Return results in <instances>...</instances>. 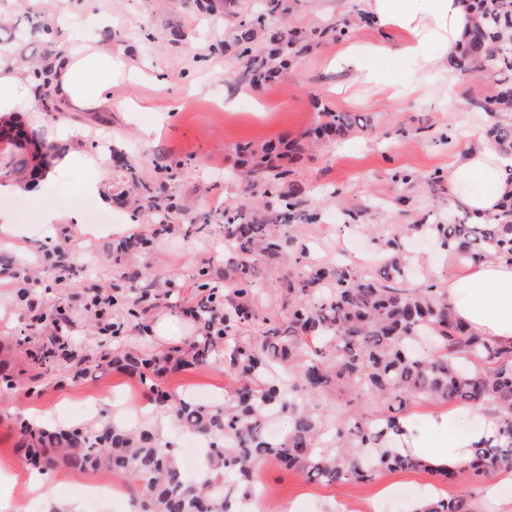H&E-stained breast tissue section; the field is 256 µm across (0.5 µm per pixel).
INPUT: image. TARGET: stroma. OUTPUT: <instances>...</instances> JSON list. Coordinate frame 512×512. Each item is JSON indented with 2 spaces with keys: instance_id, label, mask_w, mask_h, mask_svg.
Instances as JSON below:
<instances>
[{
  "instance_id": "stroma-1",
  "label": "stroma",
  "mask_w": 512,
  "mask_h": 512,
  "mask_svg": "<svg viewBox=\"0 0 512 512\" xmlns=\"http://www.w3.org/2000/svg\"><path fill=\"white\" fill-rule=\"evenodd\" d=\"M366 9L365 0H302L295 16L317 25L352 18ZM0 16L7 20L0 28V44L8 41L11 27L30 30L58 22L62 36L57 49L105 45L122 65L110 95L95 110L73 107L53 112L39 126L44 141L58 152L50 199L60 209H74L75 219L33 233L38 220L28 200L0 190V223L13 225L12 233H0V252L30 271L42 264L46 253L59 250L69 266L61 284L32 289L26 303L17 297L19 281H0V360L22 375L17 384L0 383V471L14 477L10 486L0 487V512H49L53 506L84 501L87 486L103 481L124 490L113 497L109 512H137L134 483L102 469L49 470L40 490L31 491L25 481L28 462L15 450V424L31 414L46 410L58 426H90L122 406L147 402L138 378L116 371L75 378L59 367L37 376L30 367L27 354L43 341L33 314L57 305L69 313L72 347L84 353L97 349L102 337L89 308L93 287L104 285L120 298L112 317L123 318V304L133 301L136 292L114 263L112 249L121 239L151 229L150 224L133 222L129 211L83 193L87 174L69 163L75 146L55 135L54 124L81 125L87 133L83 150H117L147 172L171 162L179 165L174 181L183 206L179 221L130 261L143 275L169 277L180 285L171 300H159L145 319L150 347L161 352L198 334L197 324L184 313L198 299L194 272L205 267L213 281H229L222 214L225 201L243 191L242 184L228 176L236 143L301 137L315 126L325 107L361 115L367 129L294 164L292 180L303 187L304 205L318 212L319 221L293 225L290 232L308 246L311 262L370 267L375 246L367 237L343 231L346 212L364 211L367 223L383 229L414 221L432 224L447 215L450 199L430 194L423 178L436 171L447 173L454 156L467 147L466 129L484 125L482 113L469 108L449 111L447 92L455 90L465 100L481 94L484 87L447 67L424 72L411 57L369 53L372 44L402 41L375 23L355 26L346 39L318 44L275 89L256 90L237 83L227 57L213 52V45L224 37L223 24L176 5L175 0H0ZM100 18L111 19L116 39H102L96 24ZM173 27L182 33L177 45L167 37ZM351 45L360 49L353 67L340 59ZM414 73L420 76L415 89L408 83ZM397 168L416 173L420 183L404 188L393 184L390 173ZM399 195L410 197L407 209L396 204ZM205 217L210 220L206 232L189 233V225ZM235 384V378L216 363L161 381L172 396L196 398L205 393L215 404L223 403ZM258 478L267 512H278L288 500L296 503L298 512H376L371 504L381 500L386 486L396 497L381 501L377 512H404L408 502L425 494L429 482L420 471L387 470L368 483L324 484L274 461L260 467ZM437 490L454 495L475 492L478 512H512V473L502 472L479 484L464 472L438 483Z\"/></svg>"
}]
</instances>
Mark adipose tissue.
<instances>
[{
  "mask_svg": "<svg viewBox=\"0 0 512 512\" xmlns=\"http://www.w3.org/2000/svg\"><path fill=\"white\" fill-rule=\"evenodd\" d=\"M380 26L404 34L401 51L421 64H440L444 55L466 40L473 24L469 0H367ZM440 54H433V47ZM114 73L108 49L69 50L56 63L55 97L81 109L98 106L111 88ZM38 90L27 69L7 56L0 57V116L41 112ZM471 144L448 169L446 190L472 223H484L512 193L506 179L512 156L502 154L481 131L470 134ZM456 315L481 336L500 346H512V264L485 263L460 267L445 283ZM447 417L432 414L428 422L434 438L410 433L396 441L400 452L416 456L427 467L445 470L470 460L474 448L494 439L497 418L485 412L480 426L444 436Z\"/></svg>",
  "mask_w": 512,
  "mask_h": 512,
  "instance_id": "adipose-tissue-1",
  "label": "adipose tissue"
}]
</instances>
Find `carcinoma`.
I'll return each mask as SVG.
<instances>
[{
    "instance_id": "carcinoma-1",
    "label": "carcinoma",
    "mask_w": 512,
    "mask_h": 512,
    "mask_svg": "<svg viewBox=\"0 0 512 512\" xmlns=\"http://www.w3.org/2000/svg\"><path fill=\"white\" fill-rule=\"evenodd\" d=\"M238 0H194L196 8L229 23L224 41L213 46L231 54L236 80L262 89L279 83L293 64L314 46L345 37V19L319 26L293 25L288 19L299 0H260L258 9L237 10ZM476 21L468 42L449 57V66L488 85L486 94L469 99L477 112L492 118L485 137L497 149L512 154V0H471ZM29 37L25 29L13 33L10 57L26 60L20 50ZM58 52L46 50L33 61L31 75L48 112L57 111L54 63ZM358 128L347 112L328 109L301 140L284 138L242 141L234 147V164L246 181L249 198L224 205V252L235 290L224 295L209 271L198 276L201 298L188 310L199 326L190 343L161 355L144 350L114 358L106 346L82 354L49 336L34 353L36 369L57 365L79 378L92 368L134 375L150 401L172 413L173 427L208 445L204 471L192 476L177 461L172 443L153 426L139 430L110 422L96 427L44 428L23 422L17 447L33 465L49 469L63 464L75 470L104 468L135 482L141 493L139 512H243L251 496L257 467L274 460L310 480L327 483L371 482L386 470H422L451 480L469 471L488 479L512 472V347L497 346L477 335L459 319L439 282L424 277L408 285L409 251L414 235L433 238L438 247L460 264L486 259L512 264V196L485 224H472L458 211L435 224H404L399 232L378 238L382 274L378 278L346 262L334 266L312 263L309 250L282 228L313 224L318 214L302 208V189L291 184L288 162L310 147L345 137ZM39 133L11 119L0 120V145L24 148ZM125 188L112 193V204L137 218L148 212L150 223L170 224L182 212L171 177H146L124 154ZM159 229L115 247L114 262L125 264L127 253L151 247ZM282 263V308L288 314L263 318L257 336L244 330L254 324L253 287L264 265ZM67 270L60 251L45 255V287ZM157 282H142L139 296L118 323L129 321L139 332L140 322L153 304ZM69 320L57 306L39 317L42 328ZM220 362L241 385L222 406L191 398L173 399L159 389L165 372ZM343 385L356 396H370L379 409L363 418L353 410L330 417L316 404L333 386ZM460 404H489L498 415L494 443L475 451L471 460L447 471L426 468L418 459L392 447L400 420L415 400ZM288 415V432L267 434L270 418ZM410 512H475V492L444 498L430 497Z\"/></svg>"
}]
</instances>
